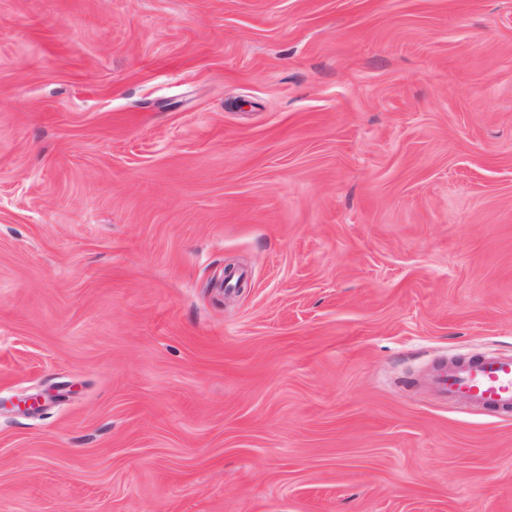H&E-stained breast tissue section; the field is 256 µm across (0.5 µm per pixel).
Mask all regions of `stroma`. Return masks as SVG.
Instances as JSON below:
<instances>
[{"mask_svg":"<svg viewBox=\"0 0 512 512\" xmlns=\"http://www.w3.org/2000/svg\"><path fill=\"white\" fill-rule=\"evenodd\" d=\"M512 0H0V512H512ZM429 384L445 399L482 408L512 410V356L487 354L460 360L434 374Z\"/></svg>","mask_w":512,"mask_h":512,"instance_id":"1","label":"stroma"}]
</instances>
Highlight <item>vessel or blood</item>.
Returning a JSON list of instances; mask_svg holds the SVG:
<instances>
[{
	"mask_svg": "<svg viewBox=\"0 0 512 512\" xmlns=\"http://www.w3.org/2000/svg\"><path fill=\"white\" fill-rule=\"evenodd\" d=\"M429 383L444 398H458L482 408L512 410V356L487 354L434 374Z\"/></svg>",
	"mask_w": 512,
	"mask_h": 512,
	"instance_id": "obj_1",
	"label": "vessel or blood"
}]
</instances>
